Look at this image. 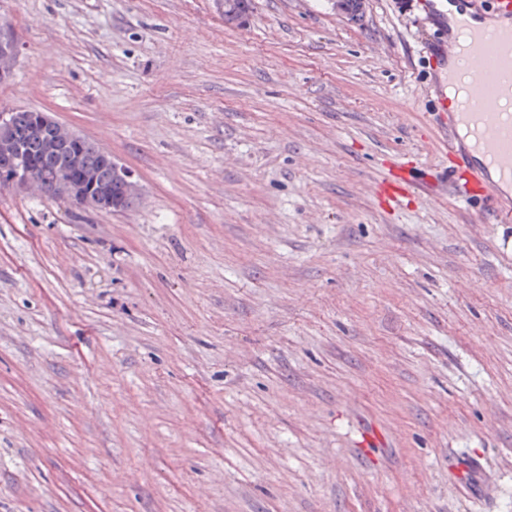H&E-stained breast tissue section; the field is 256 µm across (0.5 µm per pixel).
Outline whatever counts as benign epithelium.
I'll return each mask as SVG.
<instances>
[{
    "label": "benign epithelium",
    "mask_w": 512,
    "mask_h": 512,
    "mask_svg": "<svg viewBox=\"0 0 512 512\" xmlns=\"http://www.w3.org/2000/svg\"><path fill=\"white\" fill-rule=\"evenodd\" d=\"M12 113L0 111V187L13 186L21 190H30L39 181L37 172L41 163L26 156L22 146L11 132ZM32 130L38 134L48 130L59 133L60 144H51L53 149H62L65 155L62 174L63 178L54 183L51 192L78 207L95 210H116V202L112 200V192L108 188L95 187V178L76 174L81 172V153L75 147L85 143V137L74 129L57 121L49 112L32 113ZM102 157L111 165L112 171L125 184L127 190L138 195L141 193L139 183L134 174L125 166L112 158V153L102 149Z\"/></svg>",
    "instance_id": "benign-epithelium-1"
}]
</instances>
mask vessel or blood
<instances>
[{"label":"vessel or blood","mask_w":512,"mask_h":512,"mask_svg":"<svg viewBox=\"0 0 512 512\" xmlns=\"http://www.w3.org/2000/svg\"><path fill=\"white\" fill-rule=\"evenodd\" d=\"M481 25L457 22L429 47L463 91L448 99L433 87L434 111L448 164L428 173L399 167L383 190L388 202L446 189L482 222H512V0H460Z\"/></svg>","instance_id":"vessel-or-blood-1"}]
</instances>
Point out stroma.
Listing matches in <instances>:
<instances>
[{"instance_id": "35a3bbf8", "label": "stroma", "mask_w": 512, "mask_h": 512, "mask_svg": "<svg viewBox=\"0 0 512 512\" xmlns=\"http://www.w3.org/2000/svg\"><path fill=\"white\" fill-rule=\"evenodd\" d=\"M446 0H0V110L124 212L0 189V512H512V223L447 194ZM32 130L41 134L47 130L58 132L61 136L60 145L51 144L52 149H62L61 154L65 155L62 174L63 178L54 183L51 192L55 196H45L50 200L65 201L82 208H91L95 210L116 211V202L112 200V195L120 200L121 211L131 209L139 197L130 196L126 193L124 186L115 181L112 171L125 184L127 190L134 195H140L141 189L139 183L134 179V174L125 166L121 165L112 158V153L101 148L99 151L95 143L91 142L84 145L82 157L74 146L85 143V137L74 129L57 121L49 112L32 113ZM111 167L103 160V158ZM82 165L88 169L97 178V184L108 188H96L95 178L91 175H82L81 178H75L72 174H79ZM112 191V192H111ZM58 196V197H56Z\"/></svg>"}]
</instances>
